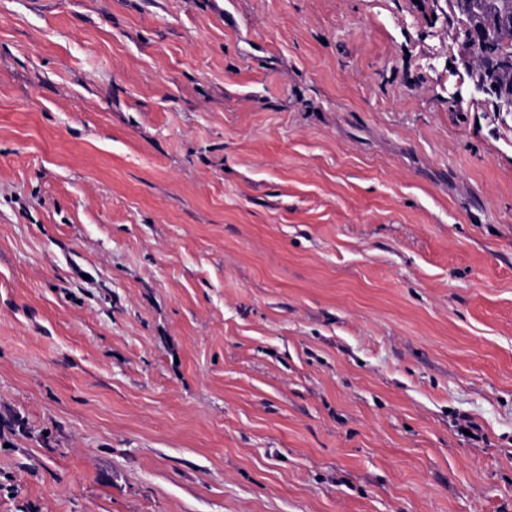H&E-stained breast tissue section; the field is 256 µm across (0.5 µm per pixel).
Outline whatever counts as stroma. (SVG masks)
Segmentation results:
<instances>
[{
	"label": "stroma",
	"mask_w": 512,
	"mask_h": 512,
	"mask_svg": "<svg viewBox=\"0 0 512 512\" xmlns=\"http://www.w3.org/2000/svg\"><path fill=\"white\" fill-rule=\"evenodd\" d=\"M427 0H0V512H512V112Z\"/></svg>",
	"instance_id": "35a3bbf8"
}]
</instances>
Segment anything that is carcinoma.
<instances>
[{"label":"carcinoma","instance_id":"carcinoma-1","mask_svg":"<svg viewBox=\"0 0 512 512\" xmlns=\"http://www.w3.org/2000/svg\"><path fill=\"white\" fill-rule=\"evenodd\" d=\"M447 2L448 24L456 36L472 38L467 77L495 82L498 91L490 96L492 111L512 112V0Z\"/></svg>","mask_w":512,"mask_h":512}]
</instances>
